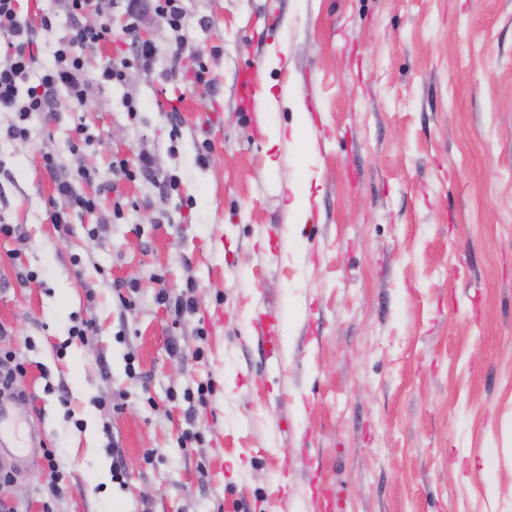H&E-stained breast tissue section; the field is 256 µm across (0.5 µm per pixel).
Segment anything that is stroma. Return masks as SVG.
Segmentation results:
<instances>
[{"label": "stroma", "instance_id": "1", "mask_svg": "<svg viewBox=\"0 0 512 512\" xmlns=\"http://www.w3.org/2000/svg\"><path fill=\"white\" fill-rule=\"evenodd\" d=\"M182 5L181 64L151 19L150 68L91 83L83 108L59 100L28 141L0 138V217L19 230L0 237V349L29 363L22 399L0 406L56 448L67 483L52 496L30 448L0 499L19 512H512V0ZM19 10L56 16L33 47L50 60L65 0ZM275 51L287 67H270ZM247 72L275 103L241 107ZM81 122L94 140L76 158ZM298 124L274 147L261 132ZM47 151L61 173H92L81 189L98 206L64 236ZM143 151L153 176L113 171ZM308 183L300 224L284 188ZM163 289L189 291L194 311L173 319ZM81 319L94 331L70 336ZM187 432L199 439L184 447Z\"/></svg>", "mask_w": 512, "mask_h": 512}]
</instances>
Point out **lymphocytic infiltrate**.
Here are the masks:
<instances>
[{"mask_svg":"<svg viewBox=\"0 0 512 512\" xmlns=\"http://www.w3.org/2000/svg\"><path fill=\"white\" fill-rule=\"evenodd\" d=\"M18 0H0V32L8 36L7 49L0 58V112L13 113V120L0 133L11 140L27 141L28 121L35 114L52 115L58 96L72 104L84 106L91 81L119 83L131 65L150 67L158 55V47L141 40L137 31L147 15L164 19L173 31H180L186 14L181 0H122L127 16L124 33L131 52L119 58L101 61L94 55L100 45L112 38L110 23L113 0H68L70 33L60 40L52 63L39 67L30 51L37 30L51 31L55 19L44 14L39 26L22 20L17 10ZM85 168L74 175L57 179L55 191L65 205L53 209L49 218L60 230H67L69 212H87L97 207L95 198L78 187L79 181L90 179Z\"/></svg>","mask_w":512,"mask_h":512,"instance_id":"obj_1","label":"lymphocytic infiltrate"}]
</instances>
